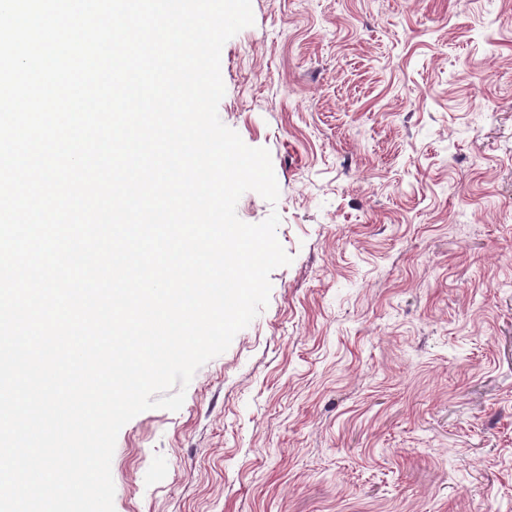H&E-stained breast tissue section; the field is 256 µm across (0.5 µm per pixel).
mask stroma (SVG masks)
<instances>
[{"label":"stroma","mask_w":512,"mask_h":512,"mask_svg":"<svg viewBox=\"0 0 512 512\" xmlns=\"http://www.w3.org/2000/svg\"><path fill=\"white\" fill-rule=\"evenodd\" d=\"M251 2L218 114L293 261L121 428L115 512H512V0Z\"/></svg>","instance_id":"stroma-1"}]
</instances>
